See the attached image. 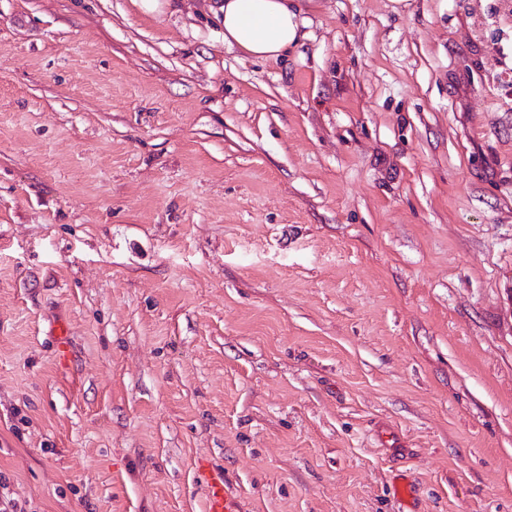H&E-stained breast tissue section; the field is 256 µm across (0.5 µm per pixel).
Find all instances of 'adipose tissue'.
<instances>
[{
  "label": "adipose tissue",
  "mask_w": 512,
  "mask_h": 512,
  "mask_svg": "<svg viewBox=\"0 0 512 512\" xmlns=\"http://www.w3.org/2000/svg\"><path fill=\"white\" fill-rule=\"evenodd\" d=\"M224 42L246 57L274 60L300 38L294 0H219Z\"/></svg>",
  "instance_id": "adipose-tissue-1"
}]
</instances>
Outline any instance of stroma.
I'll return each mask as SVG.
<instances>
[{"mask_svg":"<svg viewBox=\"0 0 512 512\" xmlns=\"http://www.w3.org/2000/svg\"><path fill=\"white\" fill-rule=\"evenodd\" d=\"M303 17L254 62L212 0H0L20 512H204L199 458L240 512H512V12Z\"/></svg>","mask_w":512,"mask_h":512,"instance_id":"35a3bbf8","label":"stroma"}]
</instances>
